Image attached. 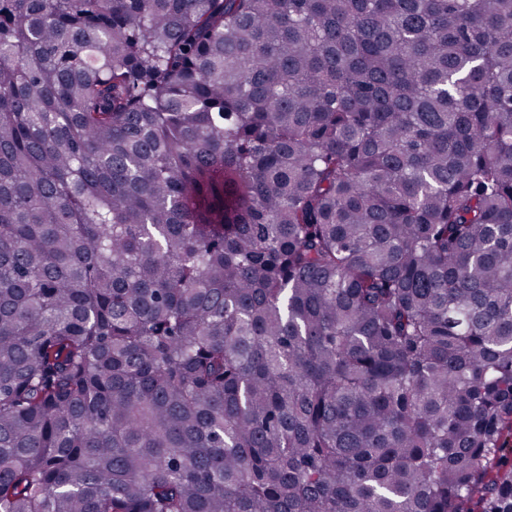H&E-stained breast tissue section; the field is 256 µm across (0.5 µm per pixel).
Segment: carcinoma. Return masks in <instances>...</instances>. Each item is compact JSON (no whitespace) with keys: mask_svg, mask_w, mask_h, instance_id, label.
I'll use <instances>...</instances> for the list:
<instances>
[{"mask_svg":"<svg viewBox=\"0 0 512 512\" xmlns=\"http://www.w3.org/2000/svg\"><path fill=\"white\" fill-rule=\"evenodd\" d=\"M512 0H0V512H512Z\"/></svg>","mask_w":512,"mask_h":512,"instance_id":"1","label":"carcinoma"}]
</instances>
